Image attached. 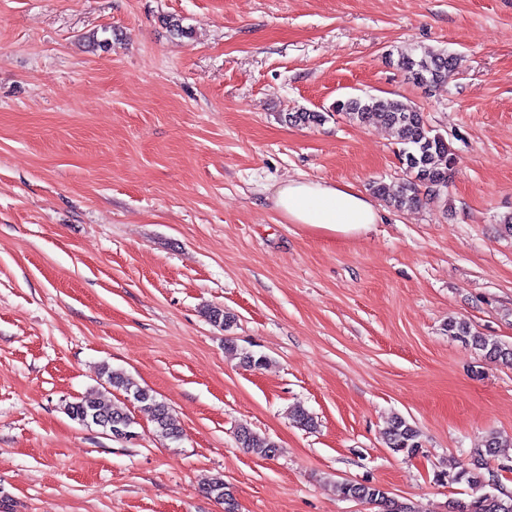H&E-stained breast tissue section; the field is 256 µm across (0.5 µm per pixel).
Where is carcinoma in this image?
Wrapping results in <instances>:
<instances>
[{
    "label": "carcinoma",
    "instance_id": "carcinoma-1",
    "mask_svg": "<svg viewBox=\"0 0 512 512\" xmlns=\"http://www.w3.org/2000/svg\"><path fill=\"white\" fill-rule=\"evenodd\" d=\"M460 60V55L454 52H435L422 56L403 53L399 56L397 67L409 74L417 84L431 87L447 81L457 72ZM333 109L361 124L381 121L393 130L403 144L401 160L406 166L407 179L394 193L386 185L377 183L372 186L375 194L401 209L419 205L424 190L429 192L435 187H448V172L454 169V154L448 141L428 128L417 107L397 99L369 96L338 100ZM286 118L290 122L309 126L325 121L326 113L301 111L288 113ZM448 333L464 340L471 339L472 345L485 352V356L491 360L512 363V346L507 347L495 339L472 332L470 324L465 321H448ZM104 373L112 388L152 408L154 431L158 436L171 440L180 437V431L172 423L168 406L164 402L157 400L149 390L140 387L120 370L107 367ZM65 409L72 419L86 426H98L119 439L134 436V418L120 404L81 400L67 403ZM291 419L306 430L317 427L314 418L300 406L291 411ZM383 439L392 451L409 456L415 455L421 448L418 430L401 417L388 422ZM237 440L242 447L264 458H272L278 452L275 442L249 430L239 431ZM500 446L498 438H489L485 449H476L470 463L448 474L456 482L467 483L472 490L471 499L457 504L456 512H512V495L500 491L498 484L486 475L488 457L494 455ZM203 491L224 506V512H233L235 499L221 477L215 476L203 484ZM338 492L346 499L375 503L381 512H416L410 505L389 497L374 485L342 482Z\"/></svg>",
    "mask_w": 512,
    "mask_h": 512
}]
</instances>
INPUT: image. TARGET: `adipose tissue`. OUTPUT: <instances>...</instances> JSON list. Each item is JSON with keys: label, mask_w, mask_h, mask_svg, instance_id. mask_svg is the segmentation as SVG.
I'll list each match as a JSON object with an SVG mask.
<instances>
[{"label": "adipose tissue", "mask_w": 512, "mask_h": 512, "mask_svg": "<svg viewBox=\"0 0 512 512\" xmlns=\"http://www.w3.org/2000/svg\"><path fill=\"white\" fill-rule=\"evenodd\" d=\"M272 200L283 223L329 239L361 238L383 219L379 205L349 185L291 180L277 186Z\"/></svg>", "instance_id": "1"}]
</instances>
